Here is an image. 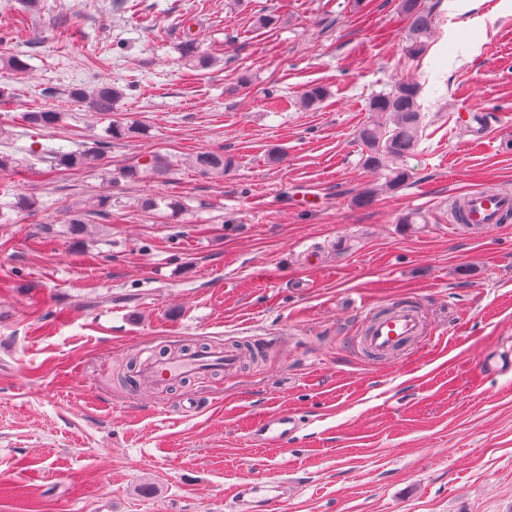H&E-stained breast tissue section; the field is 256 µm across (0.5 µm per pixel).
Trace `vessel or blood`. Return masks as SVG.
Here are the masks:
<instances>
[{
    "label": "vessel or blood",
    "mask_w": 512,
    "mask_h": 512,
    "mask_svg": "<svg viewBox=\"0 0 512 512\" xmlns=\"http://www.w3.org/2000/svg\"><path fill=\"white\" fill-rule=\"evenodd\" d=\"M460 207L453 226L458 233L471 236L501 224L504 216L512 212V196L476 190L461 199ZM362 315L367 323V330L361 338L362 347L369 354L383 359L400 351L422 330L418 312L409 306L393 307L384 315L366 308ZM237 362L238 353L231 349L222 352L186 350L176 356L148 357L142 374L156 388L163 390L200 374L232 370ZM300 430L299 419L293 414L280 412L253 423L248 439L255 447L284 450ZM283 487V482L271 483L257 477L239 485L235 496L246 499L250 512H272Z\"/></svg>",
    "instance_id": "1"
}]
</instances>
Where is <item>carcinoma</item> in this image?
Returning a JSON list of instances; mask_svg holds the SVG:
<instances>
[{
  "label": "carcinoma",
  "instance_id": "carcinoma-1",
  "mask_svg": "<svg viewBox=\"0 0 512 512\" xmlns=\"http://www.w3.org/2000/svg\"><path fill=\"white\" fill-rule=\"evenodd\" d=\"M401 13L406 21V55L417 58L427 46L434 29L431 11L422 4V0H400ZM180 58L195 70H206L212 66L213 59L201 52L193 38L182 42ZM420 87L413 81L400 83L389 93L372 97L368 111L376 116L385 117V121L370 120L364 123L358 138L365 148L364 165L385 179L384 185L389 190H396L406 185L411 174L401 165V161L417 147L422 133V115L418 102ZM70 96L84 103L91 112H110L113 103L122 96L121 90L112 83L103 81L91 89L82 87L70 91ZM327 96V89L321 85L309 86L301 96V103L311 107ZM62 114L54 110L40 109L24 114L29 127L36 130L55 128ZM144 135V129L135 123L114 121L104 130V136L83 149L65 151L61 148L47 150L48 159L55 170L77 171L81 168L98 164L105 158V150L117 141H127ZM191 166L202 175L224 173L231 162L224 154L217 151H200L192 156ZM169 161L166 157L155 154L144 161H138L121 171L123 178L138 181L144 174H159L167 171ZM140 209L153 212L166 208L174 213L183 209L181 201L174 198L145 195L138 200ZM112 212V196L99 195L91 197L78 205L67 220L69 233L73 239L84 237L90 217L109 215Z\"/></svg>",
  "mask_w": 512,
  "mask_h": 512
}]
</instances>
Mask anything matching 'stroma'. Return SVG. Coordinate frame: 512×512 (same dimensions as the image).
<instances>
[{"label": "stroma", "mask_w": 512, "mask_h": 512, "mask_svg": "<svg viewBox=\"0 0 512 512\" xmlns=\"http://www.w3.org/2000/svg\"><path fill=\"white\" fill-rule=\"evenodd\" d=\"M498 2L426 0L434 35L411 59L400 0H0V55L31 66L0 62V154L16 162L0 170V512H231L252 476L289 480L274 512H512V375L480 370L512 336V219L470 239L450 215L471 191L512 194ZM190 34L213 67L181 63ZM98 76L124 90L105 114L69 96ZM405 80L421 86L423 135L390 191L357 130ZM312 84L328 95L306 109ZM38 108L60 125L29 128ZM115 119L144 134L99 165L61 175L38 156ZM204 150L230 159L223 176L189 166ZM153 154L167 175L121 177ZM150 191L182 211L139 210ZM106 192L111 217L72 243L70 208ZM19 196L37 208L10 209ZM414 211L426 223H404ZM359 301L414 306L427 333L395 359L363 356ZM231 345L247 359L229 375L165 392L124 376L144 348ZM282 411L300 438L251 446L249 425Z\"/></svg>", "instance_id": "obj_1"}]
</instances>
